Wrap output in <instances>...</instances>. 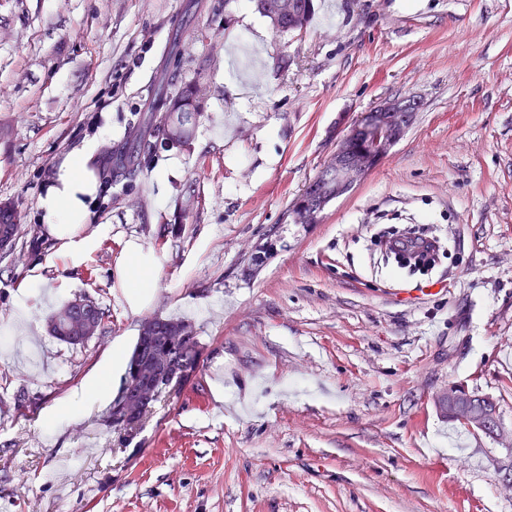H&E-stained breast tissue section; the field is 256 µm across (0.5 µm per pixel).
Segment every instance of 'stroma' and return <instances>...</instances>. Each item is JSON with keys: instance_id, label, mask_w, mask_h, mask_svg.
<instances>
[{"instance_id": "35a3bbf8", "label": "stroma", "mask_w": 512, "mask_h": 512, "mask_svg": "<svg viewBox=\"0 0 512 512\" xmlns=\"http://www.w3.org/2000/svg\"><path fill=\"white\" fill-rule=\"evenodd\" d=\"M314 5L286 34L253 0H0V202L21 216L0 257V512H512V449L433 402L462 384L512 427V0ZM177 53L186 81L208 63L190 149L98 196L110 232L79 265L51 244L28 263L52 175L89 139L123 146ZM404 95L420 109L390 154L292 223L337 134ZM421 224L430 271L382 259ZM132 239L158 268L138 308L117 274ZM80 294L112 325L73 347L47 321ZM151 316L194 325L196 377L134 436L105 403L49 426Z\"/></svg>"}]
</instances>
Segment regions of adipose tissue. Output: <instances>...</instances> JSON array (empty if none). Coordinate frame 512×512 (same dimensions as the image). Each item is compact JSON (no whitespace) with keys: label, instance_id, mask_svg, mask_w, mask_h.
I'll use <instances>...</instances> for the list:
<instances>
[{"label":"adipose tissue","instance_id":"1","mask_svg":"<svg viewBox=\"0 0 512 512\" xmlns=\"http://www.w3.org/2000/svg\"><path fill=\"white\" fill-rule=\"evenodd\" d=\"M96 150L95 142H87L83 149L71 154L58 168L41 199V220L50 237L59 241L64 252L73 262L93 250L107 225L86 230L88 204L96 185L87 164ZM156 260L144 253L137 241H129L119 267L120 281L131 301L139 302L150 297L155 286Z\"/></svg>","mask_w":512,"mask_h":512}]
</instances>
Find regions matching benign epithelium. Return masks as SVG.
<instances>
[{
  "mask_svg": "<svg viewBox=\"0 0 512 512\" xmlns=\"http://www.w3.org/2000/svg\"><path fill=\"white\" fill-rule=\"evenodd\" d=\"M413 106L414 100L403 96L360 113L337 139L336 148L324 168V179L330 190L300 199L288 214L291 221L295 224L317 222L333 200L360 184L405 134ZM88 302L87 296L70 300L66 308L54 313L53 322L66 324L71 336L83 342L99 336L100 326L95 318L78 316V311ZM175 343L190 355V359L178 367L168 363V351ZM200 360V347L193 328L181 326L176 335L167 336L160 343L154 342L146 355L133 359L132 381L119 392L118 408L124 410L132 423H138L157 401L163 387L179 385L198 373ZM435 402L448 408L451 419L472 434L512 447V429H505L497 419L494 398L479 396L463 385L451 384L448 392L436 396Z\"/></svg>",
  "mask_w": 512,
  "mask_h": 512,
  "instance_id": "obj_1",
  "label": "benign epithelium"
}]
</instances>
